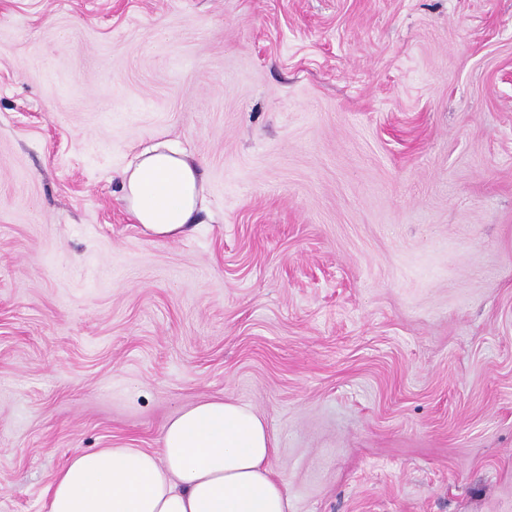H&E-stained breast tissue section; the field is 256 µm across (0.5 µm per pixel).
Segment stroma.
<instances>
[{"label":"stroma","mask_w":512,"mask_h":512,"mask_svg":"<svg viewBox=\"0 0 512 512\" xmlns=\"http://www.w3.org/2000/svg\"><path fill=\"white\" fill-rule=\"evenodd\" d=\"M223 399L291 512H512V0H0V512ZM124 199L137 224L153 235L177 236L195 221L203 186L198 165L171 146L142 150L123 171Z\"/></svg>","instance_id":"1"}]
</instances>
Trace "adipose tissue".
Masks as SVG:
<instances>
[{"mask_svg":"<svg viewBox=\"0 0 512 512\" xmlns=\"http://www.w3.org/2000/svg\"><path fill=\"white\" fill-rule=\"evenodd\" d=\"M122 179L128 211L147 232L189 231L203 186L198 165L183 151L144 149ZM275 451L251 407L201 402L166 424L159 452L76 453L49 487V512H290L288 487L268 466Z\"/></svg>","mask_w":512,"mask_h":512,"instance_id":"adipose-tissue-1","label":"adipose tissue"}]
</instances>
